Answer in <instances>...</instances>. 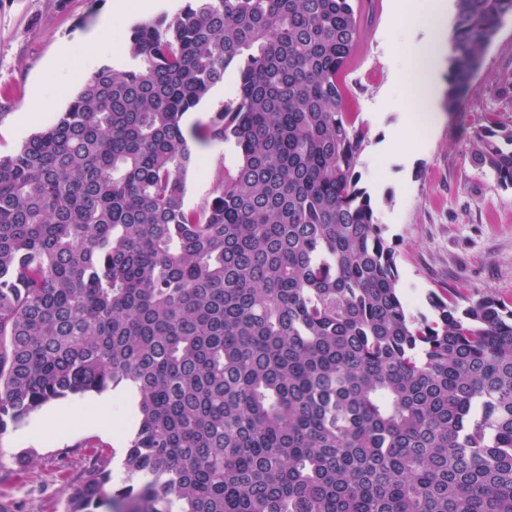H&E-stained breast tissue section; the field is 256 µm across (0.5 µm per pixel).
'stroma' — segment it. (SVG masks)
I'll return each mask as SVG.
<instances>
[{
    "instance_id": "stroma-1",
    "label": "stroma",
    "mask_w": 512,
    "mask_h": 512,
    "mask_svg": "<svg viewBox=\"0 0 512 512\" xmlns=\"http://www.w3.org/2000/svg\"><path fill=\"white\" fill-rule=\"evenodd\" d=\"M395 0H383L379 16L365 20V34L340 75L346 109L366 132L357 166L360 185L372 198L376 223L397 254L399 286L410 314L431 316L429 293L455 289L460 305L492 295L512 305V189L478 170L467 153L473 130L488 113L512 125V16L504 19L483 54L456 112L448 110V62L440 60L436 109L441 127L415 143L409 155L378 150L387 133L414 109L404 73L413 46L427 40L422 30L391 23ZM110 0H0V154L17 150L70 104L79 85L76 71L109 63L123 66L132 28L110 17ZM237 73L184 118L193 132L206 125L235 90ZM202 164L190 171L185 202L204 207L216 180L233 165L230 146L196 142ZM130 400L113 396L106 407L109 433L94 428L56 431L41 443L0 434V502L5 512H66L63 488L82 470L85 450H102L113 476H121L125 440L133 432ZM29 457L30 467L17 463Z\"/></svg>"
}]
</instances>
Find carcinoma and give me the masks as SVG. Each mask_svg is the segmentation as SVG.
<instances>
[{
  "label": "carcinoma",
  "instance_id": "cac0c4a2",
  "mask_svg": "<svg viewBox=\"0 0 512 512\" xmlns=\"http://www.w3.org/2000/svg\"><path fill=\"white\" fill-rule=\"evenodd\" d=\"M455 4L450 112L512 16ZM363 35L353 0H185L0 155V434L137 394L124 486L92 451L67 512H512V307L408 312L339 79ZM231 66L199 139L236 160L189 209L182 119ZM469 153L512 188V125Z\"/></svg>",
  "mask_w": 512,
  "mask_h": 512
}]
</instances>
